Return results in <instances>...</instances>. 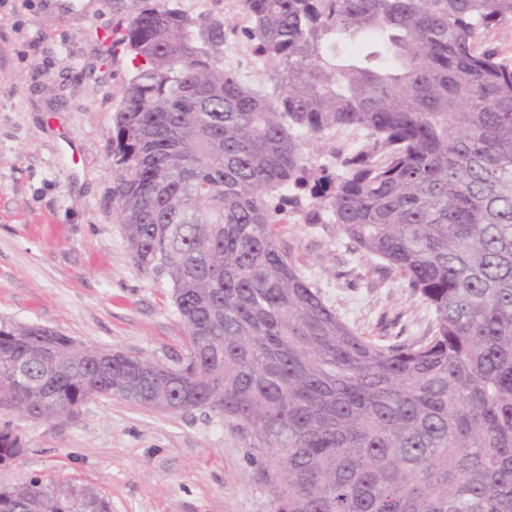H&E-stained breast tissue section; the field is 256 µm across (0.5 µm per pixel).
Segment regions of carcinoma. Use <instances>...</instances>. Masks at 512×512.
<instances>
[{"mask_svg":"<svg viewBox=\"0 0 512 512\" xmlns=\"http://www.w3.org/2000/svg\"><path fill=\"white\" fill-rule=\"evenodd\" d=\"M260 90L225 62L236 28L154 0L117 29L134 68L112 134L113 210L161 272L183 335L168 361L0 324V413L33 421L115 394L214 413L268 512H512V65L480 44L512 0H240ZM382 41L381 62L336 43ZM332 166L306 156L330 131ZM309 192L433 315L412 342L358 334L278 239ZM56 358L36 357L44 339ZM22 451L0 423V467ZM111 512L77 484L0 486V512ZM363 136V132L355 130H338L334 134L332 140L326 144L323 142L314 143L306 149V152L311 154L317 159L318 163H328L330 160L328 156L329 145L334 144L336 141L340 143H352L358 141Z\"/></svg>","mask_w":512,"mask_h":512,"instance_id":"obj_1","label":"carcinoma"}]
</instances>
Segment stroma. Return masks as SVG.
Listing matches in <instances>:
<instances>
[{
	"label": "stroma",
	"instance_id": "obj_1",
	"mask_svg": "<svg viewBox=\"0 0 512 512\" xmlns=\"http://www.w3.org/2000/svg\"><path fill=\"white\" fill-rule=\"evenodd\" d=\"M145 0H0V323L166 360L182 334L166 275L141 270L112 216V129L131 63L112 34ZM280 240L357 332L424 336L430 316L333 224L289 211ZM23 452L0 483L85 485L112 512H267L221 418L96 396L67 424L12 418Z\"/></svg>",
	"mask_w": 512,
	"mask_h": 512
}]
</instances>
